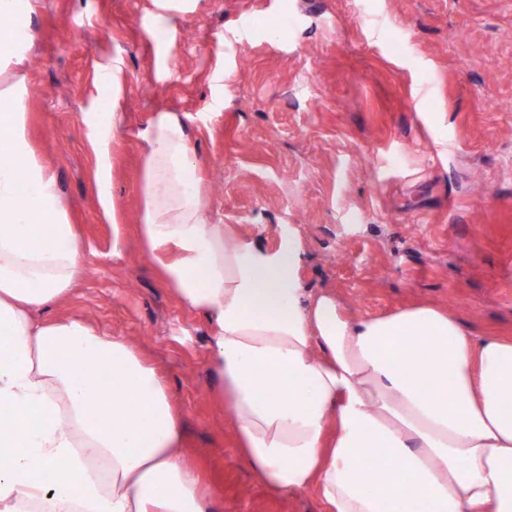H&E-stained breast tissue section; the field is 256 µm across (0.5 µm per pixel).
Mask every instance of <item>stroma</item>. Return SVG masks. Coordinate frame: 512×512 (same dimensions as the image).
<instances>
[{
	"instance_id": "35a3bbf8",
	"label": "stroma",
	"mask_w": 512,
	"mask_h": 512,
	"mask_svg": "<svg viewBox=\"0 0 512 512\" xmlns=\"http://www.w3.org/2000/svg\"><path fill=\"white\" fill-rule=\"evenodd\" d=\"M19 93L85 249L51 318L127 339L183 411L213 512H325L255 482L208 390L210 328L135 233L157 113L182 116L209 217L278 247L346 314L417 302L512 336V0H29ZM120 112L100 156L87 120Z\"/></svg>"
}]
</instances>
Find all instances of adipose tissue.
<instances>
[{
	"label": "adipose tissue",
	"mask_w": 512,
	"mask_h": 512,
	"mask_svg": "<svg viewBox=\"0 0 512 512\" xmlns=\"http://www.w3.org/2000/svg\"><path fill=\"white\" fill-rule=\"evenodd\" d=\"M138 226L165 283L210 326L237 453L279 494L327 512H512V336L450 310L353 318L278 248L206 217L190 137L161 112ZM82 248L23 108L0 113V512H210L182 417L124 339L41 311L77 284Z\"/></svg>",
	"instance_id": "ef3b65f1"
}]
</instances>
